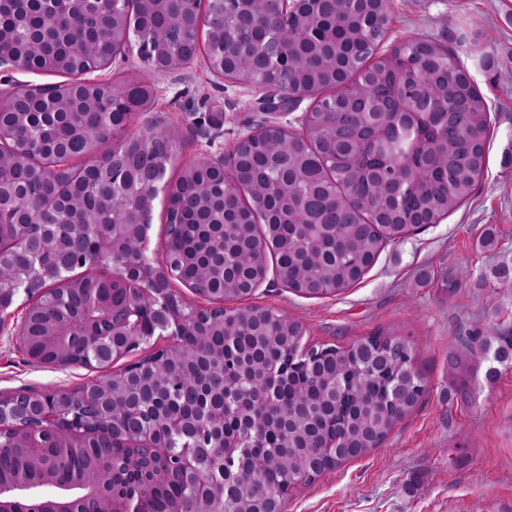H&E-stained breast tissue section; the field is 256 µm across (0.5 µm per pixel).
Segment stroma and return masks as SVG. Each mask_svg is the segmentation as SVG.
Segmentation results:
<instances>
[{
    "instance_id": "1",
    "label": "stroma",
    "mask_w": 512,
    "mask_h": 512,
    "mask_svg": "<svg viewBox=\"0 0 512 512\" xmlns=\"http://www.w3.org/2000/svg\"><path fill=\"white\" fill-rule=\"evenodd\" d=\"M390 16L386 46L418 37L456 46L489 105L488 164L467 203L388 245L354 287L305 298L266 283L240 299L243 307L288 313L302 325L305 347H344L379 330L395 332L414 345L427 381L415 410L381 448L295 486L284 512H512V364L469 354L463 344L490 325L512 332V287L492 274L500 261H512V0H390ZM462 32L476 36L479 51L457 47ZM132 76L152 87L153 99L127 130L156 120L173 132L168 184L204 157L229 154L260 124L297 122L312 104L306 98L264 111L259 90L215 77L203 60L160 75L133 49L90 78ZM100 374L34 363L10 332L0 333V395L69 391Z\"/></svg>"
}]
</instances>
